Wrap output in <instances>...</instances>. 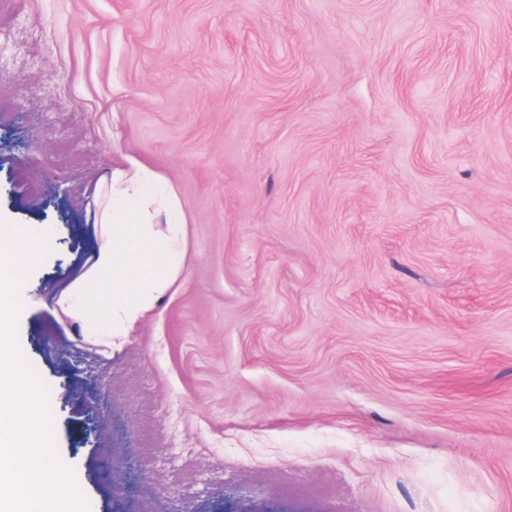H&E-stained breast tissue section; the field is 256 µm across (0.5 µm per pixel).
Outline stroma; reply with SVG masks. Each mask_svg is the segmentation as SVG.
Here are the masks:
<instances>
[{"mask_svg":"<svg viewBox=\"0 0 512 512\" xmlns=\"http://www.w3.org/2000/svg\"><path fill=\"white\" fill-rule=\"evenodd\" d=\"M14 4L17 341L91 512H512V0ZM123 155L186 258L112 348L55 300Z\"/></svg>","mask_w":512,"mask_h":512,"instance_id":"obj_1","label":"stroma"}]
</instances>
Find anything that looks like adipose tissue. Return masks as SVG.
Instances as JSON below:
<instances>
[{
    "label": "adipose tissue",
    "instance_id": "obj_1",
    "mask_svg": "<svg viewBox=\"0 0 512 512\" xmlns=\"http://www.w3.org/2000/svg\"><path fill=\"white\" fill-rule=\"evenodd\" d=\"M185 222L170 182L138 157L122 156L97 185L99 246L60 292V311L82 335H128L179 277Z\"/></svg>",
    "mask_w": 512,
    "mask_h": 512
}]
</instances>
